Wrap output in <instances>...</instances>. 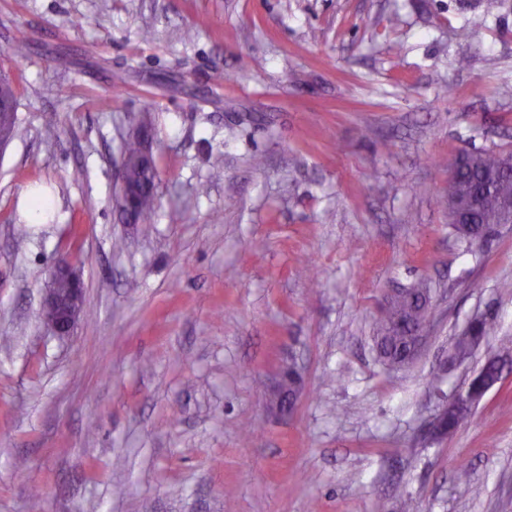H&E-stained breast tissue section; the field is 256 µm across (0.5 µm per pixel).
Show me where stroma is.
I'll list each match as a JSON object with an SVG mask.
<instances>
[{
	"mask_svg": "<svg viewBox=\"0 0 512 512\" xmlns=\"http://www.w3.org/2000/svg\"><path fill=\"white\" fill-rule=\"evenodd\" d=\"M482 10L0 0L27 131L0 154V512L35 491L41 512H512V228L469 244L445 204L459 154L512 152V0L461 37ZM141 119L159 188L134 226L112 169ZM35 187L43 224L24 216ZM62 255L85 282L64 340L40 316ZM420 281L428 338L386 368L375 327ZM490 309L496 333L448 368ZM494 356L500 381L432 440ZM291 364L302 389L280 414L268 392ZM480 371L481 368L476 373L473 374L469 383L461 391H459L452 399H450L448 402H446L445 405H443L436 421L434 422L433 426L430 427L429 429L430 434L436 433V427L442 416L443 417L441 418L440 429L438 430L439 435L449 436L453 434L461 426H463L472 415L471 409L466 407L448 408V406L471 405L477 407L485 397L486 393L492 388V386H494L500 380L502 368L499 379L496 380L491 385L485 386L482 384L480 380ZM447 408L448 413L444 414Z\"/></svg>",
	"mask_w": 512,
	"mask_h": 512,
	"instance_id": "35a3bbf8",
	"label": "stroma"
}]
</instances>
